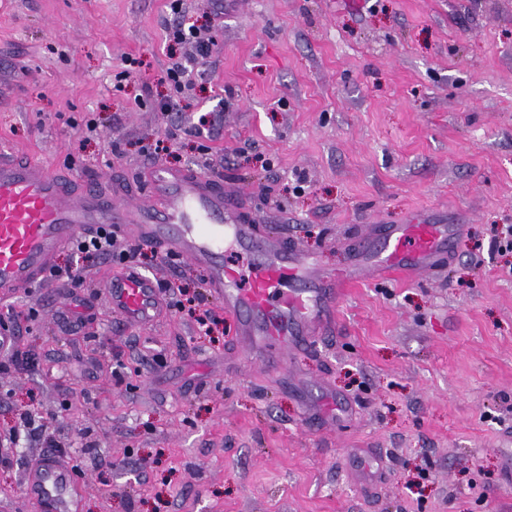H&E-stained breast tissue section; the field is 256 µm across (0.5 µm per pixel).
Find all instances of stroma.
I'll use <instances>...</instances> for the list:
<instances>
[{"instance_id": "stroma-1", "label": "stroma", "mask_w": 512, "mask_h": 512, "mask_svg": "<svg viewBox=\"0 0 512 512\" xmlns=\"http://www.w3.org/2000/svg\"><path fill=\"white\" fill-rule=\"evenodd\" d=\"M214 40L205 78L159 111L168 0H0V143L131 204L157 164L237 187L264 230L329 272L382 224H446L442 267L374 274L282 370L246 360L201 269L142 248L167 284L149 327L98 304L69 313L49 278L9 300L0 353V501L49 449L83 469L81 512H512L501 435L512 430V0H185ZM138 58L123 89L114 75ZM216 115L210 139L190 133ZM94 119L79 142L74 122ZM171 138L169 152H155ZM81 290L123 265L77 261ZM220 322L199 331L184 301ZM34 319H27L28 310ZM386 480L353 479L359 452Z\"/></svg>"}]
</instances>
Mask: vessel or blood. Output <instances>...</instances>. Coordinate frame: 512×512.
<instances>
[{
	"mask_svg": "<svg viewBox=\"0 0 512 512\" xmlns=\"http://www.w3.org/2000/svg\"><path fill=\"white\" fill-rule=\"evenodd\" d=\"M148 185L147 204L128 206L92 185L72 190L43 165L1 158L0 299L40 282L78 233L115 224L136 242L201 268L225 315L236 321L244 354L277 370L285 351L312 348L352 280L373 268L394 276L423 273L448 252L447 225H384L381 255L372 256L370 240L354 244L356 256L371 255L370 266L328 273L285 239L261 232L216 179L155 166ZM229 249L244 258V266L225 261ZM106 302L124 322L141 327L166 313L158 279L135 270L110 280ZM24 487L43 512H78L80 489L57 453L34 458Z\"/></svg>",
	"mask_w": 512,
	"mask_h": 512,
	"instance_id": "obj_1",
	"label": "vessel or blood"
}]
</instances>
